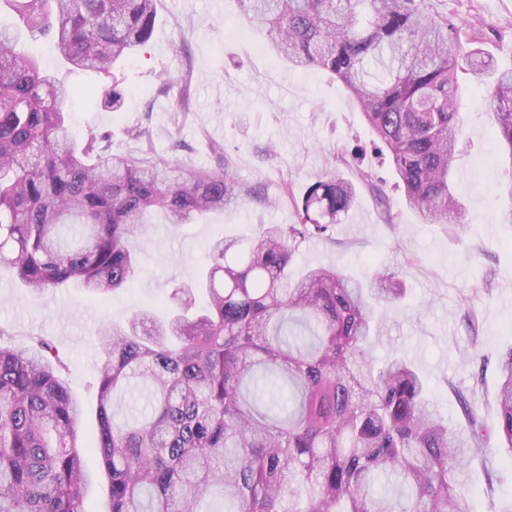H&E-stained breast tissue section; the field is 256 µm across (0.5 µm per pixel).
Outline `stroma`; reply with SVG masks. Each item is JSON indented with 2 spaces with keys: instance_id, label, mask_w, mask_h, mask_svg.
I'll return each instance as SVG.
<instances>
[{
  "instance_id": "35a3bbf8",
  "label": "stroma",
  "mask_w": 512,
  "mask_h": 512,
  "mask_svg": "<svg viewBox=\"0 0 512 512\" xmlns=\"http://www.w3.org/2000/svg\"><path fill=\"white\" fill-rule=\"evenodd\" d=\"M432 13L476 26L482 52L498 68H512V0H428ZM21 36L23 47L34 44ZM43 66L73 90L70 131L83 142L107 136L118 155L150 153L193 170L230 166L244 184H258L279 202L245 199L237 208L172 229L151 218L133 247L139 280L116 297L93 299L75 288L32 297L9 273L0 274V341L29 348L45 340L63 355V377L85 409L84 426H96L97 336L106 321L126 322L141 307L167 299L204 264L213 238L252 234L263 224L297 221L292 197L334 170L352 177L345 159H356L383 181L397 224L383 223L367 192L334 228L332 239L310 238L295 269L335 266L360 276L390 268L404 279L403 306L387 311L386 328L372 354L385 360L403 352L416 366L450 427L466 424L473 407L487 426L497 422L498 361L512 349V224L501 223L512 197L498 189L502 169L492 142L483 86L464 82L463 149L457 164L469 222L459 237L422 223L406 207L387 159L375 154L373 135L335 77L289 68L248 29L236 0H158V19L146 48L112 74L69 71L50 41L36 42ZM125 90L119 111L103 95L113 83ZM188 106H181V99ZM222 145L223 154L213 152ZM492 293H483L485 278ZM473 299L472 314L460 306ZM477 331H470L469 322ZM505 449L490 441L474 458L465 484L478 512H512V468Z\"/></svg>"
}]
</instances>
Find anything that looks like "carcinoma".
Listing matches in <instances>:
<instances>
[{"label": "carcinoma", "mask_w": 512, "mask_h": 512, "mask_svg": "<svg viewBox=\"0 0 512 512\" xmlns=\"http://www.w3.org/2000/svg\"><path fill=\"white\" fill-rule=\"evenodd\" d=\"M33 39L48 38L77 72H108L151 38L157 0H6ZM240 16L297 70L336 77L388 151L406 205L453 237L466 209L452 171L461 152L459 75L487 86L499 150L512 159V69L464 43L468 25L426 0H237ZM0 27V269L34 296L73 285L94 297L139 279L131 249L153 213L174 227L238 205L253 189L229 167L112 153L103 137L68 132V87L16 50ZM114 83L104 106L117 111ZM395 224L369 169L330 171L292 199L296 224H267L247 241L217 238L177 309L150 307L97 331V428L50 350L0 344V512H85L84 455L96 454L110 512H474L462 493L471 458L491 437L512 460V348L500 359L498 422L471 409L450 428L403 354L375 366L384 306L406 298L388 268L371 279L317 267L295 277L308 238L331 236L358 192ZM288 390V405L257 396ZM144 411L117 422L112 404L137 385Z\"/></svg>", "instance_id": "cac0c4a2"}]
</instances>
